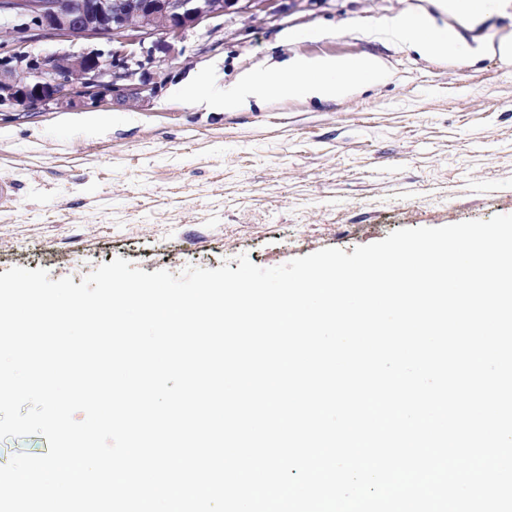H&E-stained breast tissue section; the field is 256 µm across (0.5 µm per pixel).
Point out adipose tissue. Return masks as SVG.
Returning <instances> with one entry per match:
<instances>
[{"instance_id":"ef3b65f1","label":"adipose tissue","mask_w":512,"mask_h":512,"mask_svg":"<svg viewBox=\"0 0 512 512\" xmlns=\"http://www.w3.org/2000/svg\"><path fill=\"white\" fill-rule=\"evenodd\" d=\"M433 6V11L423 13L413 22L400 17L388 19L386 34L410 43L420 56L433 57L444 49L455 48L460 41L457 28L448 24V17L465 19L473 26L485 19L474 0H434ZM382 67V60L374 55L358 58L295 56L280 63L274 71H244L233 84L217 93L207 84L197 83L193 89L194 101L205 108L219 110L253 104L260 106L264 103L261 96L263 88L273 81L277 82L281 97L332 101L351 93L352 87L346 82V75H373Z\"/></svg>"}]
</instances>
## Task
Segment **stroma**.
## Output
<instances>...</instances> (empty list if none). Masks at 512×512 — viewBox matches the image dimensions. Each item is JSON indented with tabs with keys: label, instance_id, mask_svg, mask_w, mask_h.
Instances as JSON below:
<instances>
[{
	"label": "stroma",
	"instance_id": "35a3bbf8",
	"mask_svg": "<svg viewBox=\"0 0 512 512\" xmlns=\"http://www.w3.org/2000/svg\"><path fill=\"white\" fill-rule=\"evenodd\" d=\"M280 17L227 15L155 52L149 98L23 113L0 109V273L81 282L114 258L146 272L263 268L323 248L353 253L402 228L512 214V65L472 61L512 9L460 26L432 58L382 36L431 0H280ZM374 54L387 71L329 101L264 90V107L211 112L179 83L221 87L295 56Z\"/></svg>",
	"mask_w": 512,
	"mask_h": 512
}]
</instances>
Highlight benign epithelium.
I'll return each instance as SVG.
<instances>
[{"label": "benign epithelium", "instance_id": "benign-epithelium-1", "mask_svg": "<svg viewBox=\"0 0 512 512\" xmlns=\"http://www.w3.org/2000/svg\"><path fill=\"white\" fill-rule=\"evenodd\" d=\"M280 0H0V107L48 110L76 103L97 106L104 94L122 96L128 81L159 50L174 53L190 30L217 16L265 10L279 13ZM95 40L76 53L34 55L30 44Z\"/></svg>", "mask_w": 512, "mask_h": 512}]
</instances>
